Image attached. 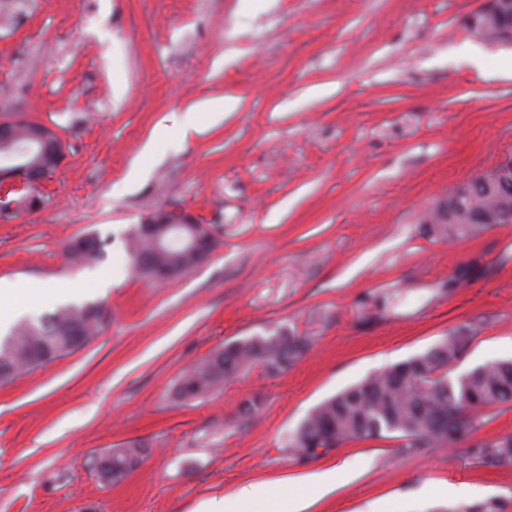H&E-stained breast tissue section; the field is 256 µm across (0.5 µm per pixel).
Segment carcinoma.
Returning <instances> with one entry per match:
<instances>
[{"label": "carcinoma", "mask_w": 512, "mask_h": 512, "mask_svg": "<svg viewBox=\"0 0 512 512\" xmlns=\"http://www.w3.org/2000/svg\"><path fill=\"white\" fill-rule=\"evenodd\" d=\"M467 26L477 38L491 44L512 38V0H496V7L471 15ZM33 125H14L13 151L29 152ZM64 154L36 153L30 162L48 176L61 165ZM512 210V194L487 193L471 179L456 186L421 217L425 233L437 238L460 239L491 227L483 213ZM150 228L137 224L127 236V253L134 271L155 279H172L201 264L197 244L208 252L217 244L213 225L200 224L181 214L175 224L166 211L150 215ZM78 264L101 259V240L95 234L79 236L65 247ZM483 265L467 261L448 275V293L477 281ZM106 316L94 302L61 307L38 322L16 326L0 342V383L72 352L97 336ZM475 338L474 328L463 324L426 352L371 374L317 405L290 436L291 447L307 456L327 452L353 439H383L398 434L402 451L426 453L468 441V454L490 465L512 464V434L474 438L486 423V411L512 405V360L491 361L454 374ZM308 340L286 328L268 330L225 344L186 370L175 396L192 400L209 394L241 371L254 365L277 374L296 362ZM144 448L135 442L111 448L93 460L100 478L119 483L141 462Z\"/></svg>", "instance_id": "carcinoma-1"}]
</instances>
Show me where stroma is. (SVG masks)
Here are the masks:
<instances>
[{
    "mask_svg": "<svg viewBox=\"0 0 512 512\" xmlns=\"http://www.w3.org/2000/svg\"><path fill=\"white\" fill-rule=\"evenodd\" d=\"M484 2L0 0V119L52 125L65 144L49 201L0 222V278L53 281L107 316L81 348L0 385V512H193L250 485L288 512L289 483L323 471L336 485L307 512H512V466L459 446H288L322 401L458 324L476 329L458 372L512 359V224L456 241L419 225L512 150L505 49L467 27ZM162 209L215 224L218 244L156 282L125 236ZM87 232L102 260L65 263ZM475 258L484 276L447 293ZM376 293L388 308L363 307ZM278 326L311 339L290 369L175 397L187 367ZM255 395L260 411L240 416ZM130 442L140 466L102 481L92 456ZM447 484L467 496H438Z\"/></svg>",
    "mask_w": 512,
    "mask_h": 512,
    "instance_id": "stroma-1",
    "label": "stroma"
}]
</instances>
